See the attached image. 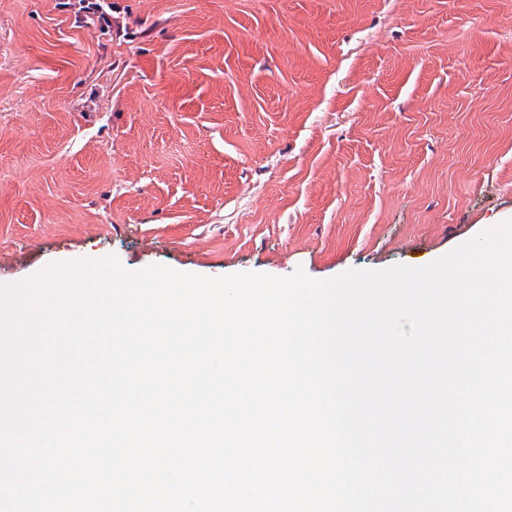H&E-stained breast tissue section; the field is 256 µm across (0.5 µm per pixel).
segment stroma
<instances>
[{
    "label": "stroma",
    "mask_w": 512,
    "mask_h": 512,
    "mask_svg": "<svg viewBox=\"0 0 512 512\" xmlns=\"http://www.w3.org/2000/svg\"><path fill=\"white\" fill-rule=\"evenodd\" d=\"M0 0V283L427 265L512 221V0ZM76 22L99 25L102 30L112 27V3L106 0H78Z\"/></svg>",
    "instance_id": "stroma-1"
}]
</instances>
